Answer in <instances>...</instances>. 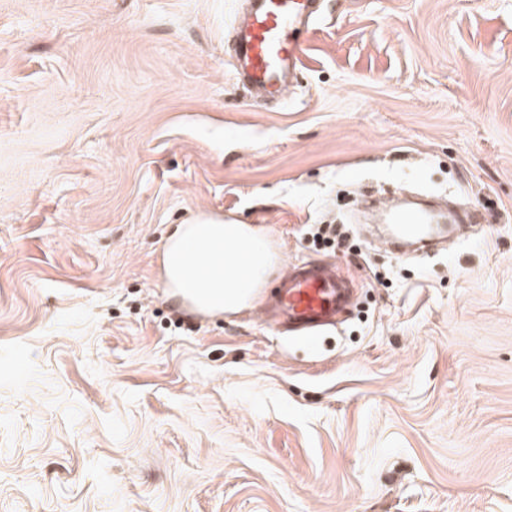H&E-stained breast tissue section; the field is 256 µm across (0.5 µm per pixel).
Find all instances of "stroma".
Listing matches in <instances>:
<instances>
[{
  "label": "stroma",
  "instance_id": "stroma-1",
  "mask_svg": "<svg viewBox=\"0 0 512 512\" xmlns=\"http://www.w3.org/2000/svg\"><path fill=\"white\" fill-rule=\"evenodd\" d=\"M296 81L231 79L241 0H0V512H512V0H318ZM465 199L445 253L316 248L346 190ZM201 211L360 307L318 354L188 319Z\"/></svg>",
  "mask_w": 512,
  "mask_h": 512
}]
</instances>
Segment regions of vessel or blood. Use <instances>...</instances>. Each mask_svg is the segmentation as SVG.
Listing matches in <instances>:
<instances>
[{
    "instance_id": "1",
    "label": "vessel or blood",
    "mask_w": 512,
    "mask_h": 512,
    "mask_svg": "<svg viewBox=\"0 0 512 512\" xmlns=\"http://www.w3.org/2000/svg\"><path fill=\"white\" fill-rule=\"evenodd\" d=\"M233 31L234 78L249 91L277 101L286 97L303 51L301 33L316 14L314 0H251ZM384 245L400 252L404 242L452 240L447 218L432 210L386 211ZM352 296V281L335 265L306 261L289 264L271 293L275 327L286 330L308 350L318 351Z\"/></svg>"
}]
</instances>
